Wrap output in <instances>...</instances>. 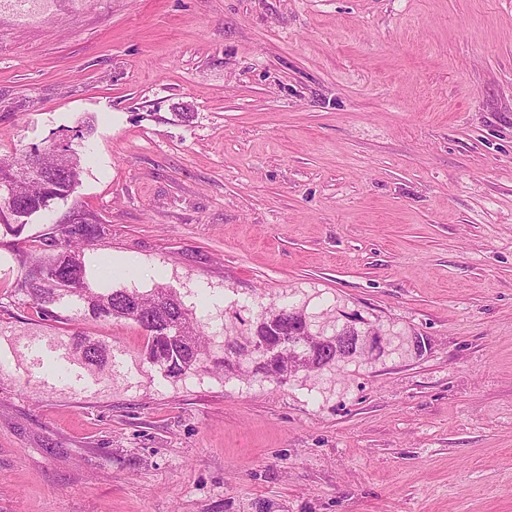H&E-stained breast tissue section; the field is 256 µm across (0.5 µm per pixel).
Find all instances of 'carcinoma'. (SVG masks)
<instances>
[{
    "instance_id": "obj_1",
    "label": "carcinoma",
    "mask_w": 512,
    "mask_h": 512,
    "mask_svg": "<svg viewBox=\"0 0 512 512\" xmlns=\"http://www.w3.org/2000/svg\"><path fill=\"white\" fill-rule=\"evenodd\" d=\"M79 162L78 152L69 143L53 148L33 146L21 158L0 157V184L9 190L0 194V225L5 231L19 237L31 217L56 201H67L78 181ZM57 231L64 236L61 250L31 267L16 287L45 312L50 305H62L64 299L76 297L95 315L131 321L146 336V359L166 377L179 378L194 371L205 355L203 331L177 293L160 286L149 292L107 288L91 280L84 250L104 234V221L98 216L85 211ZM302 320V313L293 308L260 315L245 342L224 340L222 366L226 368L251 353L255 341L271 347L293 341ZM315 350L312 371L322 369L324 355L336 354V344L317 342Z\"/></svg>"
}]
</instances>
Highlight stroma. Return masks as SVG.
Instances as JSON below:
<instances>
[{"label":"stroma","instance_id":"35a3bbf8","mask_svg":"<svg viewBox=\"0 0 512 512\" xmlns=\"http://www.w3.org/2000/svg\"><path fill=\"white\" fill-rule=\"evenodd\" d=\"M73 139L72 199L0 233V512H512V0H0V155ZM82 210L90 269L218 343L295 307L382 348L167 378L17 291Z\"/></svg>","mask_w":512,"mask_h":512}]
</instances>
